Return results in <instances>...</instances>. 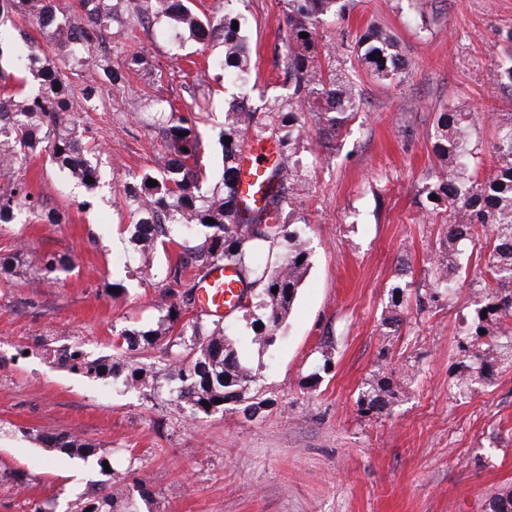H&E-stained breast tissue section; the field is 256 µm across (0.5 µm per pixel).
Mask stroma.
Returning a JSON list of instances; mask_svg holds the SVG:
<instances>
[{
	"label": "stroma",
	"mask_w": 512,
	"mask_h": 512,
	"mask_svg": "<svg viewBox=\"0 0 512 512\" xmlns=\"http://www.w3.org/2000/svg\"><path fill=\"white\" fill-rule=\"evenodd\" d=\"M343 17L316 29L330 62L361 95L356 116L333 149L316 139L290 154L307 188L287 217L304 228L311 267L273 346L254 342L241 314L229 317L239 353L259 375L258 412L230 402L190 418L159 387L169 364L164 344L140 353L142 380L102 381L59 365L57 352L81 346L91 358L125 362L112 343L125 329L153 325L182 299L162 272V250L137 253L122 228L125 185L158 168L159 138L137 115L147 100L187 112L206 108L205 161L222 170L216 134L224 102L246 98L252 111L291 96L282 59L288 50L287 0H235L247 23L251 74L225 86L207 69H180L176 54L196 60L223 48L176 37L170 25L112 26L98 50L123 72L125 89L104 85L95 109L80 112L100 152V188L64 181L47 153L22 171L0 173V192L23 181L44 209L0 225V256L23 267L0 279V512H74L83 496L111 488L137 512H489L512 491V368L472 396L450 390L463 355L459 328L474 308L480 268L470 264L448 299L420 309L417 292L403 305L400 335L385 336L391 286L409 264L426 275L441 246L448 211L425 213L423 188L437 159V113L478 114L472 170L490 171L488 147L497 114L512 95L495 89L512 33V0H344ZM381 30L397 41L407 67L377 78L354 51L360 36ZM51 49L48 30L17 21L0 39V71L14 72L29 46ZM142 64L130 67L132 54ZM62 253L72 270L62 281L39 270ZM127 289L111 293L113 282ZM330 367L317 385L315 364ZM391 376L388 411L360 413L359 388L377 371ZM62 432L96 444L109 468L84 465L30 439Z\"/></svg>",
	"instance_id": "obj_1"
}]
</instances>
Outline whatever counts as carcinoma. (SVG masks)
Segmentation results:
<instances>
[{
  "instance_id": "cac0c4a2",
  "label": "carcinoma",
  "mask_w": 512,
  "mask_h": 512,
  "mask_svg": "<svg viewBox=\"0 0 512 512\" xmlns=\"http://www.w3.org/2000/svg\"><path fill=\"white\" fill-rule=\"evenodd\" d=\"M53 0H0V27L17 15L42 29L51 30L55 46L65 52L61 62L74 69L98 65L96 46L112 33V23L126 12L138 19L150 14L156 21L168 20L181 33L203 42H219L223 55L210 61L217 77L240 83L251 69L247 32L243 25L233 29L237 16L231 9L212 18L197 11L190 0H78L80 20L57 13ZM288 53L284 70L294 86L287 100H274L266 119L231 103L224 110V129L218 132L223 155L221 181L212 183L204 162L205 145L199 131L204 119L199 112H166L152 108L148 126L161 135L164 161L156 171L136 178L123 192L120 205L131 218L126 227L129 241L142 252L159 244L176 245V259H167L165 277L186 288L182 303L195 302L197 281L187 277L189 269L207 270L216 263L236 268L244 289H256L253 305L260 311L250 322L254 341L272 345L302 288L310 268L307 238L290 229L284 214L305 188L294 168L286 165L285 152L317 136L320 145L333 147L336 137L359 109V98L348 76L320 64L324 50L316 40L317 24L344 10L341 0H288ZM309 37L302 38L300 34ZM359 58L374 75L391 80L403 73L405 62L396 41L382 32H368L357 41ZM39 81L40 91L27 89L28 77ZM12 83L11 94L0 98V166L15 170L45 151L65 181L92 191L98 187L99 155L88 146L86 130L74 115L86 111L98 98L100 87L87 84L81 96L61 79L55 60L45 51L32 48L15 74H0ZM497 89L512 94V64L494 73ZM318 103L317 110L303 112L302 100ZM475 119L470 112L439 114L434 130V152L439 170L436 180L425 187L431 208L445 202L454 220L442 225L445 249L429 270L428 278L408 280L391 287L390 315L385 335L397 336L402 326V303L406 289L425 290L435 302L448 296L456 283L455 274L473 256L484 257L483 287L471 320H463L458 348L469 353L475 343L482 349L463 363L455 388L468 394L484 387L504 363H512V115L495 121V138L489 148L492 160L483 178L470 172L469 156ZM231 143H225V138ZM274 140L282 156L268 174V185L260 206H240L237 183L239 157L246 139ZM93 182H87V178ZM158 185H147L148 180ZM26 212L47 224H57L55 211L43 210L22 183L0 194V224H14ZM213 222H207V219ZM71 258L51 254L42 271L49 279L69 271ZM278 288L272 292V288ZM487 317H482V311ZM181 308L170 307L147 330L122 332L125 352H144L158 340H166L172 365L164 380L172 394L192 415H210L228 401L239 400L258 381V374L244 363L232 335L220 320L197 318L180 324ZM261 329H256V326ZM485 333H480V330ZM61 364L105 380L115 376L112 360L90 359L79 347L58 353ZM395 395L391 378L377 372L364 382L357 405L363 413L387 409ZM33 439L45 447L83 460L98 454L95 444L67 433L39 432ZM117 512L112 492L92 493L76 505L75 512Z\"/></svg>"
}]
</instances>
